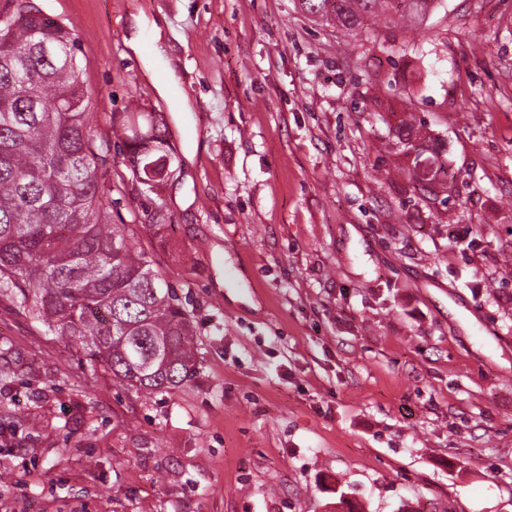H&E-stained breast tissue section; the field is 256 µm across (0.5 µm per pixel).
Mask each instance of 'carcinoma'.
I'll return each mask as SVG.
<instances>
[{"mask_svg": "<svg viewBox=\"0 0 512 512\" xmlns=\"http://www.w3.org/2000/svg\"><path fill=\"white\" fill-rule=\"evenodd\" d=\"M0 11V295L30 310L56 336L122 383L171 391L195 369L193 329L173 286L124 224H107L104 172L90 126L74 29L33 0ZM306 16L354 29L378 18L423 23L437 0H295ZM126 166L148 197L163 178L146 165L172 152L166 126L129 112L113 127ZM395 145L416 156L406 171L426 194L443 185V146L407 119Z\"/></svg>", "mask_w": 512, "mask_h": 512, "instance_id": "carcinoma-1", "label": "carcinoma"}]
</instances>
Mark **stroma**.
I'll return each instance as SVG.
<instances>
[{
  "label": "stroma",
  "instance_id": "stroma-1",
  "mask_svg": "<svg viewBox=\"0 0 512 512\" xmlns=\"http://www.w3.org/2000/svg\"><path fill=\"white\" fill-rule=\"evenodd\" d=\"M73 27L108 221L174 286L196 371L122 384L0 296V512H512V0L350 33L293 0H36ZM163 19L177 112L127 46ZM164 116L146 198L112 120ZM445 146L415 190L404 114Z\"/></svg>",
  "mask_w": 512,
  "mask_h": 512
}]
</instances>
